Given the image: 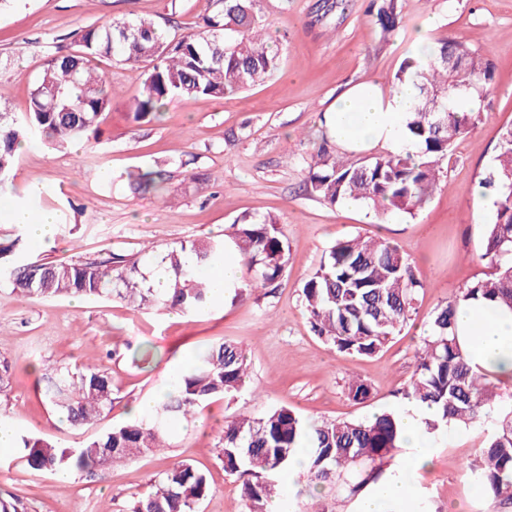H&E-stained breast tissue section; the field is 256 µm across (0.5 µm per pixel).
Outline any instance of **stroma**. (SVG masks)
I'll return each mask as SVG.
<instances>
[{
	"instance_id": "obj_1",
	"label": "stroma",
	"mask_w": 512,
	"mask_h": 512,
	"mask_svg": "<svg viewBox=\"0 0 512 512\" xmlns=\"http://www.w3.org/2000/svg\"><path fill=\"white\" fill-rule=\"evenodd\" d=\"M319 0H262L265 25L279 44L273 77L234 97L171 102L161 116L133 123L129 105L141 91L139 68L100 65L119 97L100 118L97 143L57 148L33 139L16 152L14 190L0 195V242L15 238L7 210L23 205L55 212L60 221L39 257L58 260L138 257L143 245L164 248L187 239L227 233L243 216L279 217L288 237V267L275 289L223 300L194 318L116 301L69 297L16 299L0 288V360L13 368L11 388L0 393V419L16 435L84 445L132 421L134 404L169 388L167 367L208 345L240 344L249 363L246 390L212 400L193 422L169 428L166 454L115 466L104 478L71 473L68 481L36 474L16 449L0 453V496L17 497L22 512H132L152 477L187 460L202 470L212 494L199 512H244L236 477L215 453L225 418L288 407L315 420H353L383 409L404 410L399 391L409 381L422 337L436 308L489 273L480 261L484 223L469 193L492 166L502 129L512 126V0H398L400 28L390 37L366 14L368 0H341L331 13ZM207 0H14L0 12V106L26 112L47 59L66 51L73 33L123 17L167 21L176 35L196 29ZM433 15L431 43L455 38L489 51L494 91L477 127L457 140L439 185L423 209L397 222L381 221L362 206H329L305 187L306 160L327 136L325 119L349 86L376 79L390 88L401 61L415 52L414 27ZM161 172L168 192L131 189L128 175ZM40 192L31 195V182ZM361 235L398 245L422 282L411 315L377 355L337 352L311 330L301 291L337 240ZM100 364L112 374V409L95 424L71 428L50 409L39 389L46 364ZM363 381L371 395L352 400L349 386ZM496 417L440 432L431 466L412 482L426 512H503L475 492L468 465L495 430ZM281 499L296 512H355L357 501L327 485L314 493L281 480Z\"/></svg>"
}]
</instances>
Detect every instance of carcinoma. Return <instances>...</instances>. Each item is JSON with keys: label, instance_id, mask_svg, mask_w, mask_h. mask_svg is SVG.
Masks as SVG:
<instances>
[{"label": "carcinoma", "instance_id": "carcinoma-1", "mask_svg": "<svg viewBox=\"0 0 512 512\" xmlns=\"http://www.w3.org/2000/svg\"><path fill=\"white\" fill-rule=\"evenodd\" d=\"M259 3L208 0L198 29L181 37L166 36L163 25L148 18L120 19L76 32L75 48L44 64L24 116L0 112V193L13 187L15 151L24 140L37 137L63 147L98 138L99 117L115 97L114 87L97 70L104 59L143 68L142 90L129 106L136 123L150 121L174 100L222 99L272 77L279 68V48L267 37ZM370 12L385 37L401 23L398 0H371ZM494 79L489 55L463 41L448 40L428 55L404 58L393 81L417 89L406 128L419 152L352 160L320 146L306 166L310 194L330 206L355 200L378 218L415 214L437 188L453 142L480 121L481 111L470 98L485 102ZM129 179L134 190L148 191L156 188L161 174L148 170L131 173ZM482 187L488 190L493 212L485 223L482 258L492 271L435 311L402 395L412 404L434 408L424 426L430 438L452 422L470 424L484 415H499L498 428L469 470L490 496L511 508L512 410L499 408L496 387L465 362L455 314L467 301L512 310V126L500 136ZM228 247L241 256L248 272L233 288L240 297L252 288L276 287L288 265V239L280 221L269 215L239 219L225 240L167 246L159 253L163 288L146 284L137 261L116 265L110 259H33L21 234L0 244V283L23 298L108 297L133 308L197 316L215 300L207 271L224 260ZM421 288L399 248L357 235L337 241L325 253L318 270L304 282L302 298L311 328L325 344L340 353L370 357L406 323ZM247 377L243 348L216 343L197 354L195 365L149 418L116 426L79 448L23 436L19 460L34 473L74 470L102 476L118 464L170 448L168 424L193 420L209 401L243 389ZM42 395L65 415L68 425L89 426L112 408V374L101 365H48ZM401 442V417L395 411L362 420L319 421L275 407L225 420L215 451L224 472L241 481L245 512H267L279 477L298 451L308 455L300 482L310 489L334 485L353 498L383 476L385 460ZM210 493L205 473L182 460L154 476L134 512H198Z\"/></svg>", "mask_w": 512, "mask_h": 512}]
</instances>
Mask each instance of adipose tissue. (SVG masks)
Listing matches in <instances>:
<instances>
[{"label": "adipose tissue", "mask_w": 512, "mask_h": 512, "mask_svg": "<svg viewBox=\"0 0 512 512\" xmlns=\"http://www.w3.org/2000/svg\"><path fill=\"white\" fill-rule=\"evenodd\" d=\"M417 91L413 85L383 90L378 82L352 85L341 93L327 117L332 140L342 150L362 153L376 146L414 150L405 116ZM456 334L467 363L476 370L512 382V312L486 310L481 304L460 306ZM426 406L410 407L402 417L404 453L376 488L361 498L357 512H412L409 474L430 465L432 450L423 435Z\"/></svg>", "instance_id": "adipose-tissue-1"}]
</instances>
